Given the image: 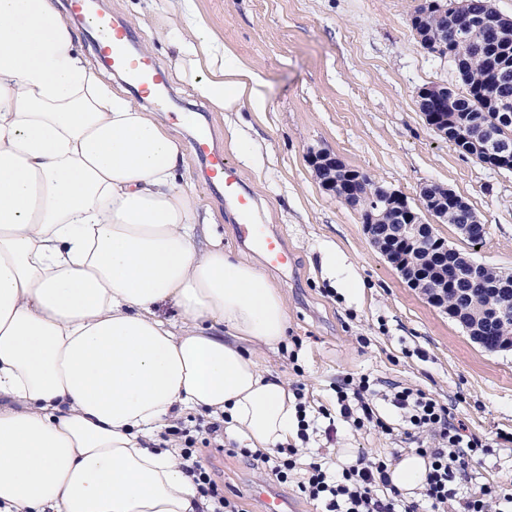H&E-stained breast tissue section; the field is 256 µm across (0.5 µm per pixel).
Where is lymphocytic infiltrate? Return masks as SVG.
Wrapping results in <instances>:
<instances>
[{"mask_svg":"<svg viewBox=\"0 0 512 512\" xmlns=\"http://www.w3.org/2000/svg\"><path fill=\"white\" fill-rule=\"evenodd\" d=\"M335 392L340 414L352 427L370 426L379 433L392 434V427L374 410L373 398L378 393L369 377L345 379ZM383 396L403 412L410 425L406 437L416 443L417 454L427 461L421 502L400 504L386 457L363 452L353 464L339 469L323 459L303 462L302 444L309 439L310 427L303 417L298 420V444L272 451L245 448L241 454L251 460L260 479L295 483L300 494L320 504L323 512H448L453 499L461 512H512V496H499L494 484L471 490L468 470L471 462L511 448V431L499 432L495 443L489 444L457 425L450 406L423 390L392 384ZM164 438L178 444L182 467L192 477L207 512H240L236 501L221 492L212 470L200 463L193 430L177 421Z\"/></svg>","mask_w":512,"mask_h":512,"instance_id":"lymphocytic-infiltrate-1","label":"lymphocytic infiltrate"}]
</instances>
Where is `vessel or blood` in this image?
I'll return each mask as SVG.
<instances>
[{
	"mask_svg": "<svg viewBox=\"0 0 512 512\" xmlns=\"http://www.w3.org/2000/svg\"><path fill=\"white\" fill-rule=\"evenodd\" d=\"M67 17L71 20H91L101 32L98 52L106 58L112 70L123 75L134 87L145 94H157L165 86V77L147 58L133 57L128 49L130 34L111 15L89 13L88 0H68ZM195 155L205 161L210 175L224 187L225 198L237 214L236 236L240 243L259 252L274 267H285L292 262L282 238L270 232L257 221L256 204L244 191L241 177L232 161L218 149L204 128H197L191 141Z\"/></svg>",
	"mask_w": 512,
	"mask_h": 512,
	"instance_id": "1",
	"label": "vessel or blood"
}]
</instances>
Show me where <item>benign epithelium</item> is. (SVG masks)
Masks as SVG:
<instances>
[{"mask_svg":"<svg viewBox=\"0 0 512 512\" xmlns=\"http://www.w3.org/2000/svg\"><path fill=\"white\" fill-rule=\"evenodd\" d=\"M429 7L437 10L439 27L433 29L427 25L425 12L415 19V23L422 26L421 45L436 55L448 52V47L462 41L480 49L490 42L512 36V31L492 25L487 17L470 13L463 2L449 7L432 2ZM418 103L428 106V112L424 113L428 125L440 137L448 138V124L441 119L442 110L448 104V86L432 85L420 89ZM464 152L473 158L479 154H491L500 160L512 156L507 141L486 130L470 140ZM308 161L325 191L360 212L364 233L370 243L398 269L409 287L462 324L471 339L484 350L512 349V335L490 336L479 323L468 322L461 311L448 306V266H453L456 278L469 279L473 276V260L459 255L448 261V247L432 242V224L424 222L421 214L429 216L433 224L448 223L451 189L437 183L427 184L421 188L418 203L413 206L403 193L381 188L374 179L371 180L374 191H361L358 187L361 179H347L344 162L328 151L313 152Z\"/></svg>","mask_w":512,"mask_h":512,"instance_id":"benign-epithelium-1","label":"benign epithelium"}]
</instances>
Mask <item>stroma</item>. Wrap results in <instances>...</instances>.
I'll use <instances>...</instances> for the list:
<instances>
[{
	"mask_svg": "<svg viewBox=\"0 0 512 512\" xmlns=\"http://www.w3.org/2000/svg\"><path fill=\"white\" fill-rule=\"evenodd\" d=\"M420 2L194 0L217 38L266 82L268 111L244 115L247 135L262 145L261 166L236 150L226 133L228 117L176 76L170 64L176 50L163 41L153 42L149 57L165 72L167 86L146 107L184 142L193 130L184 115H205L255 198L260 223L282 234L293 254V267L265 270L286 297L288 337L299 343L294 364L282 350H262L272 376L302 383L313 411L334 408L333 388L348 375L412 385L447 401L469 431L491 440L512 430V352H486L409 288L371 245L359 214L323 190L307 162L311 152L330 151L412 202L428 183L447 185L469 202L489 234L475 250L452 225H435V233L477 261L512 271V171L460 153L418 109L422 87H462L454 63L416 40L409 18ZM97 8L128 25L141 20L140 42L163 27L152 0H99ZM183 172L212 212L225 249L261 265L239 244L232 205L222 189L204 181L193 155H186ZM331 250L337 262L329 272L323 257ZM374 405L400 436L340 421L333 439L311 436V447L336 457L375 452L397 462L409 445L402 434L407 424L382 398ZM241 445L225 436L223 447L204 449L200 461L242 512H261L251 493L255 472L235 453Z\"/></svg>",
	"mask_w": 512,
	"mask_h": 512,
	"instance_id": "35a3bbf8",
	"label": "stroma"
}]
</instances>
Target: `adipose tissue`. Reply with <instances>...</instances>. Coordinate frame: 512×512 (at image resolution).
Returning <instances> with one entry per match:
<instances>
[{"label": "adipose tissue", "instance_id": "obj_1", "mask_svg": "<svg viewBox=\"0 0 512 512\" xmlns=\"http://www.w3.org/2000/svg\"><path fill=\"white\" fill-rule=\"evenodd\" d=\"M160 2L179 78L214 111H266L263 78L191 0ZM184 156L52 0H0V512H199L158 445L186 408L251 448L295 435L257 357L288 336L285 296L225 251Z\"/></svg>", "mask_w": 512, "mask_h": 512}]
</instances>
